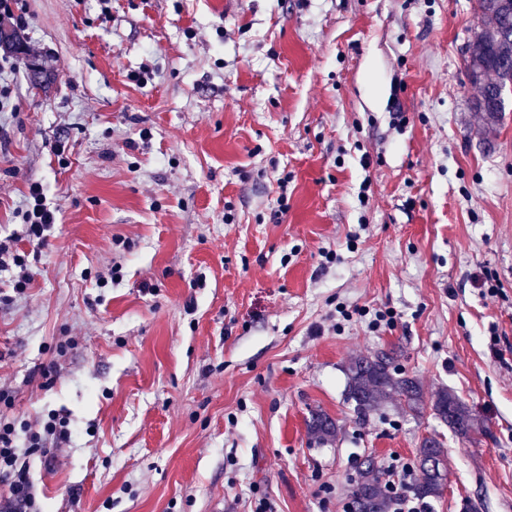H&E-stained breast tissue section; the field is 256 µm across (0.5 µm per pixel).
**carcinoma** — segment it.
Here are the masks:
<instances>
[{
    "instance_id": "carcinoma-1",
    "label": "carcinoma",
    "mask_w": 512,
    "mask_h": 512,
    "mask_svg": "<svg viewBox=\"0 0 512 512\" xmlns=\"http://www.w3.org/2000/svg\"><path fill=\"white\" fill-rule=\"evenodd\" d=\"M481 19L464 52L469 82L477 88L474 108L493 119L504 110L505 94L512 90V0H475ZM394 356L381 352L357 356L348 367L347 398L359 419L380 409L397 395L402 410L420 415L429 409L458 437L472 439L483 432L481 421L470 408L446 388L426 400L420 380L393 367ZM309 432L320 440L338 435L339 425L327 414L314 412ZM448 452L443 442L425 437L417 449L420 477L407 487L419 499L439 497L448 478ZM391 497L383 477L370 458L358 466L353 487V512H389Z\"/></svg>"
}]
</instances>
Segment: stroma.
Returning a JSON list of instances; mask_svg holds the SVG:
<instances>
[{
  "instance_id": "1",
  "label": "stroma",
  "mask_w": 512,
  "mask_h": 512,
  "mask_svg": "<svg viewBox=\"0 0 512 512\" xmlns=\"http://www.w3.org/2000/svg\"><path fill=\"white\" fill-rule=\"evenodd\" d=\"M24 8L52 80L0 72V241L35 274L19 294L0 271V418L68 423L30 459L44 512H249L256 490L274 512H349L359 458L412 463L429 435L450 469L430 512H512V94L494 120L472 107L474 0ZM33 183L57 217L39 247ZM392 346L484 433L357 420L346 368ZM309 432L320 440H329L338 436L339 425L327 414L314 412L308 421Z\"/></svg>"
}]
</instances>
